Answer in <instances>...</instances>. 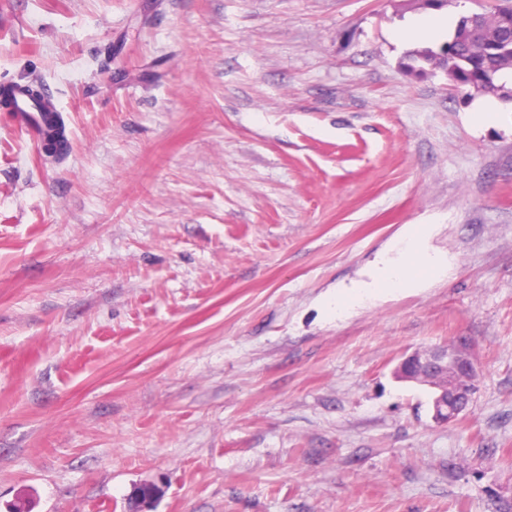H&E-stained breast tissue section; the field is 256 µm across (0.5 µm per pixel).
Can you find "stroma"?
<instances>
[{
	"label": "stroma",
	"instance_id": "1",
	"mask_svg": "<svg viewBox=\"0 0 512 512\" xmlns=\"http://www.w3.org/2000/svg\"><path fill=\"white\" fill-rule=\"evenodd\" d=\"M423 13L0 0L70 143L0 107V512H512V100L407 73ZM414 227L438 273L369 291ZM460 339L442 424L396 369Z\"/></svg>",
	"mask_w": 512,
	"mask_h": 512
}]
</instances>
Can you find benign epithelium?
<instances>
[{"instance_id": "benign-epithelium-1", "label": "benign epithelium", "mask_w": 512, "mask_h": 512, "mask_svg": "<svg viewBox=\"0 0 512 512\" xmlns=\"http://www.w3.org/2000/svg\"><path fill=\"white\" fill-rule=\"evenodd\" d=\"M472 370L467 344L460 342L410 354L398 366L397 376L431 388L433 419L448 423L464 411L471 399V392L459 386L458 381Z\"/></svg>"}]
</instances>
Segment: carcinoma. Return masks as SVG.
Returning <instances> with one entry per match:
<instances>
[{
  "label": "carcinoma",
  "instance_id": "obj_1",
  "mask_svg": "<svg viewBox=\"0 0 512 512\" xmlns=\"http://www.w3.org/2000/svg\"><path fill=\"white\" fill-rule=\"evenodd\" d=\"M480 38L464 42L468 16L459 18L450 39L439 49H414L407 54L404 69L419 76L426 70H441L459 93L471 92L512 99V89L502 81V73L512 69V0L483 14Z\"/></svg>",
  "mask_w": 512,
  "mask_h": 512
}]
</instances>
